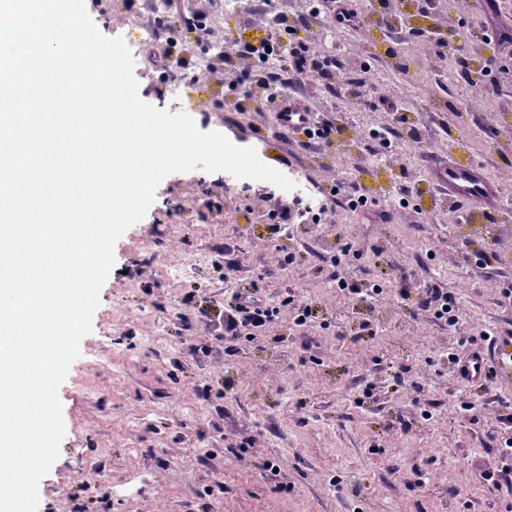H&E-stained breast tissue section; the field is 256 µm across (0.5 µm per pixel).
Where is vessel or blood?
Returning <instances> with one entry per match:
<instances>
[{"mask_svg": "<svg viewBox=\"0 0 512 512\" xmlns=\"http://www.w3.org/2000/svg\"><path fill=\"white\" fill-rule=\"evenodd\" d=\"M281 126L294 133L311 127V114L300 102L291 100L275 106ZM437 185L449 200L465 203L475 210L496 208L502 196L501 186L488 177L473 161L449 158L437 171Z\"/></svg>", "mask_w": 512, "mask_h": 512, "instance_id": "b4317fda", "label": "vessel or blood"}]
</instances>
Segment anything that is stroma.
I'll return each mask as SVG.
<instances>
[{
	"label": "stroma",
	"mask_w": 512,
	"mask_h": 512,
	"mask_svg": "<svg viewBox=\"0 0 512 512\" xmlns=\"http://www.w3.org/2000/svg\"><path fill=\"white\" fill-rule=\"evenodd\" d=\"M86 7L108 37L153 20L141 0ZM388 9L412 15L417 29L440 19L484 56L491 49L478 34L512 29V0H389ZM221 29L256 45L278 27L269 0H249ZM296 40L371 85L362 98L315 78L297 89L317 120L344 129L327 150L280 138L251 80L209 79L175 97L152 70L164 44L135 53L142 100L187 112L200 131L295 171L328 212L290 225L287 253L270 227L293 200L269 183L228 184L196 169L159 184L144 218L115 244L92 331L59 389L66 433L39 484L38 512H512V461L501 455L512 438V367L479 386L448 361L461 331L477 348L486 331L512 344L503 297L512 292V71L492 70L474 89L423 38L396 28L366 35L326 17ZM385 98L406 109L412 129L388 157L366 137L395 125ZM451 155L501 184L497 209L464 223L431 190L432 158ZM343 181L375 191V201L355 210L330 196ZM399 184L424 189L421 212L400 205ZM491 252L495 260L479 263ZM397 266L455 297L459 331L399 297ZM340 276L384 291L364 302L342 297ZM238 287L276 317L228 344ZM304 304L312 314L299 325Z\"/></svg>",
	"instance_id": "1"
}]
</instances>
